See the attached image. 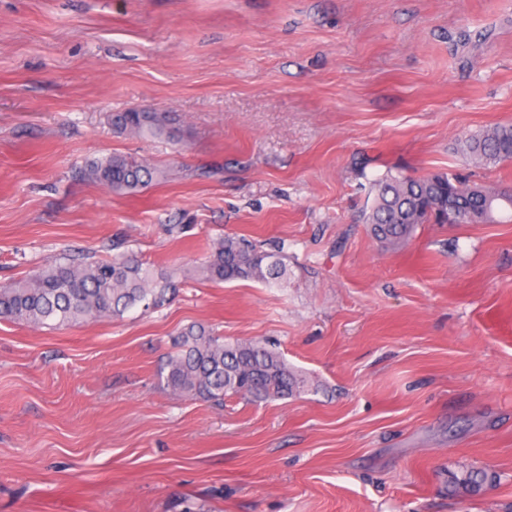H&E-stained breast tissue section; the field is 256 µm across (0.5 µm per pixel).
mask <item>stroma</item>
<instances>
[{"instance_id": "obj_1", "label": "stroma", "mask_w": 512, "mask_h": 512, "mask_svg": "<svg viewBox=\"0 0 512 512\" xmlns=\"http://www.w3.org/2000/svg\"><path fill=\"white\" fill-rule=\"evenodd\" d=\"M147 105L172 137L113 134ZM509 124L512 0H0V286L117 240L167 272L227 234L288 264L182 279L154 312L0 321V512H512V221L388 248L360 220L391 168L512 183L461 150ZM112 154L167 178L84 180ZM191 324L275 344L308 392L173 391Z\"/></svg>"}]
</instances>
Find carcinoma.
<instances>
[{
  "instance_id": "obj_1",
  "label": "carcinoma",
  "mask_w": 512,
  "mask_h": 512,
  "mask_svg": "<svg viewBox=\"0 0 512 512\" xmlns=\"http://www.w3.org/2000/svg\"><path fill=\"white\" fill-rule=\"evenodd\" d=\"M112 132L136 138L169 133L165 112H121L110 119ZM475 163L499 165L512 158V125H499L475 135L463 145ZM84 179L103 184L115 194H135L165 176L135 155L93 159ZM373 200L362 215L372 236L381 243L406 241L420 224L493 222L496 214L512 212V186H480L454 173L413 177L388 172L369 181ZM216 284L251 280L270 284L288 274L281 252L233 236L211 244L204 261L186 269ZM178 288L173 273L159 271L125 252L84 261L62 257L29 278L0 286V320L36 327L73 326L103 317L122 316L133 308L157 311ZM173 390L221 406L239 396L251 403L268 402L308 391V380L283 355L263 341L226 340L200 325L181 329L163 365Z\"/></svg>"
}]
</instances>
